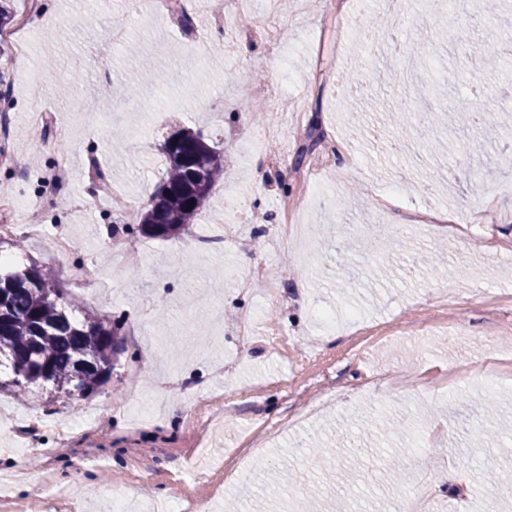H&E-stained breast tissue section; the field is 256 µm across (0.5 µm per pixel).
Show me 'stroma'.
<instances>
[{
    "label": "stroma",
    "mask_w": 512,
    "mask_h": 512,
    "mask_svg": "<svg viewBox=\"0 0 512 512\" xmlns=\"http://www.w3.org/2000/svg\"><path fill=\"white\" fill-rule=\"evenodd\" d=\"M39 2L20 34L25 59L0 57L9 80L0 113H10L13 150L27 161L0 167V201L51 194L43 222L66 226L74 249L59 256L28 238L13 259L53 267L77 313L119 324L126 350L110 382L86 399L0 394L1 411L48 422L23 455L13 435L0 434V473L25 474L0 497V512H113L118 496L137 512H174L188 496L210 512H253L257 499L266 512H392L424 475L436 502L452 501L456 512H512V486L484 480L490 470L512 474V365L491 361L512 352V76L485 66L489 35L512 46V0L491 12L484 0H465L459 22L435 0H404V47L431 49L411 60L415 95L399 82L401 58L364 50L363 26H341L354 4L364 16L382 14L379 0H281L275 49L262 38L254 0L256 23L231 56L203 14L186 30L144 8L129 18L126 44L112 47L97 0ZM258 60L262 85L291 81L306 105L307 127L270 146L284 156L276 166L259 156V123L245 105L225 112L220 126L209 116L253 79ZM77 70L82 86L60 95L59 83ZM353 72L372 94H345L338 77ZM476 86L479 121L462 106ZM38 108L68 126V139L39 138ZM181 128L202 130L226 163L188 231L167 241L126 235L117 229L123 206L108 197L76 208L89 195L94 159L126 204L146 202L165 172L160 145ZM329 129L350 140L353 159L319 176L321 198L306 211L314 250L301 253L296 240L271 245L268 222L250 251L228 240L197 250L195 238L215 225L235 220L247 232L276 199L300 202L297 160L311 158L313 139ZM61 153L70 160L67 185L52 191L43 178ZM366 174L380 194L412 178L396 224L372 210ZM427 197L450 212L475 209L478 221L411 233L407 210ZM384 223V235L371 232ZM119 247L141 253L135 270L114 268ZM382 254L390 264L378 271ZM82 262L107 287L76 281L71 268ZM264 263L278 287L240 293L235 269ZM320 309L335 312V324L320 321ZM244 310L256 330L242 343L231 329ZM395 367L459 374L433 393H390L379 376ZM213 391L233 396L237 411L195 437L199 402ZM90 414L100 418L92 432ZM57 418L70 447L54 445ZM485 428L494 441L484 442ZM320 443L334 450L330 464L314 460L310 448ZM447 475L455 485L443 484ZM46 477L63 490L51 504L37 493Z\"/></svg>",
    "instance_id": "1"
}]
</instances>
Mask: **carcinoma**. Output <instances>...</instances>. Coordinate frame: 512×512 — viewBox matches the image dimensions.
<instances>
[{"instance_id":"obj_1","label":"carcinoma","mask_w":512,"mask_h":512,"mask_svg":"<svg viewBox=\"0 0 512 512\" xmlns=\"http://www.w3.org/2000/svg\"><path fill=\"white\" fill-rule=\"evenodd\" d=\"M163 154V182L137 213V232L147 239L186 230L224 175V152L199 132L170 137ZM122 351L119 327L93 313L71 315L64 289L47 267L0 264V368L11 372L0 381V392L26 395L37 385L85 399L108 383Z\"/></svg>"}]
</instances>
